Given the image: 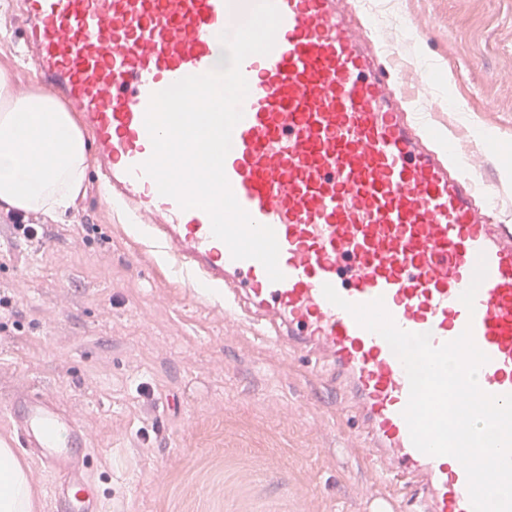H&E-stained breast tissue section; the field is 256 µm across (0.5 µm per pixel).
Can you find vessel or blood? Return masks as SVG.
<instances>
[{"instance_id":"obj_1","label":"vessel or blood","mask_w":512,"mask_h":512,"mask_svg":"<svg viewBox=\"0 0 512 512\" xmlns=\"http://www.w3.org/2000/svg\"><path fill=\"white\" fill-rule=\"evenodd\" d=\"M258 0H23L22 51L38 80L80 116L112 206L141 225L173 274L242 308L275 342L340 380L378 477L423 512H472L454 457L416 449L402 412L410 385L389 344L330 303L383 299L396 325L433 346L471 330L488 357L480 388L512 393V226L487 223L495 189L453 146L428 148L392 69L340 0H275L270 53L244 59L248 93L224 171L239 204L272 227L283 280L233 259L208 214L159 194L142 164L154 93L225 58ZM20 448L60 475L57 512H93L91 448L80 419L37 389L7 407Z\"/></svg>"}]
</instances>
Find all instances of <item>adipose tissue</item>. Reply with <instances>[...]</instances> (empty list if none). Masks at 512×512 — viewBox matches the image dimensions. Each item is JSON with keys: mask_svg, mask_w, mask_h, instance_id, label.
<instances>
[{"mask_svg": "<svg viewBox=\"0 0 512 512\" xmlns=\"http://www.w3.org/2000/svg\"><path fill=\"white\" fill-rule=\"evenodd\" d=\"M87 164L88 144L70 112L43 94H16L0 70V203L57 218L80 190ZM34 509L29 469L1 442L0 512Z\"/></svg>", "mask_w": 512, "mask_h": 512, "instance_id": "obj_1", "label": "adipose tissue"}]
</instances>
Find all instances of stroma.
Here are the masks:
<instances>
[{
    "label": "stroma",
    "instance_id": "1",
    "mask_svg": "<svg viewBox=\"0 0 512 512\" xmlns=\"http://www.w3.org/2000/svg\"><path fill=\"white\" fill-rule=\"evenodd\" d=\"M439 139L483 166L512 225V0H355ZM16 0H0V69L39 85ZM30 240L0 206V407L27 386L78 413L99 512H370L382 491L344 393L175 278L84 181Z\"/></svg>",
    "mask_w": 512,
    "mask_h": 512
}]
</instances>
